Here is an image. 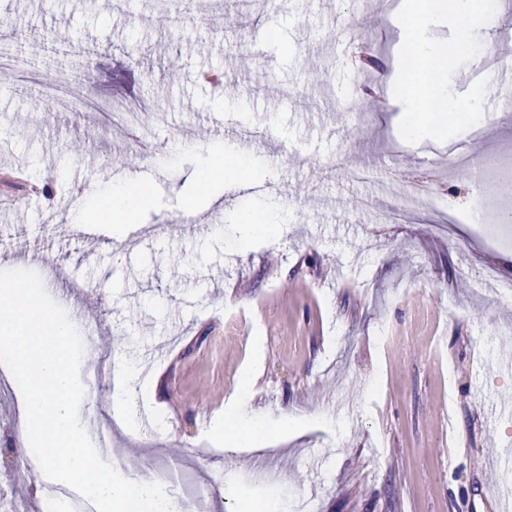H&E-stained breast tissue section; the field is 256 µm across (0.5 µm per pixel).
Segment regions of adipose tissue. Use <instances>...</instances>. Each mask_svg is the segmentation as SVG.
I'll list each match as a JSON object with an SVG mask.
<instances>
[{
  "label": "adipose tissue",
  "instance_id": "ef3b65f1",
  "mask_svg": "<svg viewBox=\"0 0 512 512\" xmlns=\"http://www.w3.org/2000/svg\"><path fill=\"white\" fill-rule=\"evenodd\" d=\"M257 169L256 159L235 146L222 145L209 154L200 176L215 182L229 174L245 181L255 177ZM147 202L148 193L141 185L116 183L77 204L73 212V224L80 228L105 216L114 226L119 227L128 223ZM216 429L243 448L255 446L270 433L268 417L253 411L242 398L225 410L224 418L217 423Z\"/></svg>",
  "mask_w": 512,
  "mask_h": 512
}]
</instances>
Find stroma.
<instances>
[{"label":"stroma","instance_id":"obj_1","mask_svg":"<svg viewBox=\"0 0 512 512\" xmlns=\"http://www.w3.org/2000/svg\"><path fill=\"white\" fill-rule=\"evenodd\" d=\"M396 10L379 0H0V170L21 221H0V270L37 272L76 324L92 322L87 364L110 374L81 411L98 452L123 475L170 473L177 512L190 487L214 512L251 483L261 512H502L512 473V299L484 280L512 263V225L480 206L488 176L512 178V110L484 103L479 149L496 167H458L470 141L411 144L399 133ZM278 35L246 56L250 33ZM71 82L52 100L47 84ZM382 97L362 109L365 91ZM140 112L155 144L142 150L122 120ZM263 137V194L197 184L222 139L215 120ZM150 184L149 206L113 232L62 221L115 181ZM423 183L467 221L438 231L426 209L395 213ZM221 209L222 231L183 222ZM278 201L276 233L241 247L238 211ZM120 337L111 350L104 336ZM263 339L253 385L241 380ZM126 371L136 431L99 415ZM239 397L299 422L271 434L254 477L249 449L206 435Z\"/></svg>","mask_w":512,"mask_h":512}]
</instances>
